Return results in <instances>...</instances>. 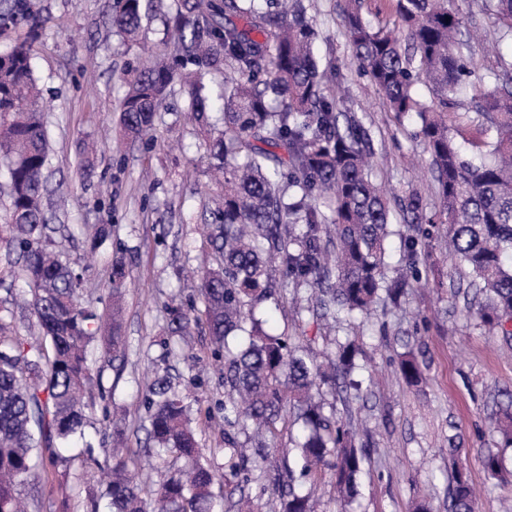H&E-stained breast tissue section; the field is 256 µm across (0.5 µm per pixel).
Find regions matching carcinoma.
Returning a JSON list of instances; mask_svg holds the SVG:
<instances>
[{"mask_svg":"<svg viewBox=\"0 0 512 512\" xmlns=\"http://www.w3.org/2000/svg\"><path fill=\"white\" fill-rule=\"evenodd\" d=\"M363 2L347 0L344 36L397 122L415 119L434 174L431 208L410 192L392 211L373 179L370 131L327 91L343 74L316 56L318 33L302 0H178L170 54L123 77L121 122L135 139L149 135L176 80L199 125L215 101L223 103L224 131L209 141L206 155L223 177L224 208L206 225L221 265L202 271L200 292L213 356L224 360L227 398L215 409L224 412V453L237 481L201 460L189 405L163 375L145 395L147 445L112 454V512H211L216 486L227 498L239 495L238 512H256L245 490L259 478L279 498L280 512H314L311 497L324 467L334 471L343 502L358 494L370 453L313 391L357 369L359 344L337 341L334 355L320 363L289 346L287 332L267 333L254 309L274 298V264L282 288L295 299L306 294L295 314L310 312L318 323L341 312L367 318L381 293L394 301L409 281L422 284L428 257L422 239L430 235L424 225H444L449 251L485 294L483 326L512 334L506 329L512 321V50L496 53L486 81L471 64L473 34L456 0H392L394 24L377 27ZM474 2L493 34L512 42V0ZM146 13L145 0H114L110 25L135 41ZM40 25L35 0H0V36L26 29L0 50V162L10 196L0 233L18 252L39 330V339L28 341L0 318V512H22L14 486L38 466L95 460L87 434L91 406L82 397L92 381L88 349L95 338L110 336L105 357L125 356L123 265H112L108 320L82 304V275L50 249L49 143L32 50ZM421 86L427 103L418 95ZM468 93L472 105L463 112L460 98ZM284 179L296 196L285 198ZM394 219L417 225V235L403 242L405 274L390 280L385 240ZM171 313L173 334L189 332L199 320L181 304ZM399 370L409 384L422 380L411 354L402 356ZM294 411L301 441L280 448L281 426ZM495 430L501 446L511 448L512 405L500 409ZM247 432L255 442L250 455L237 448L236 434ZM162 454L192 464L149 491L145 459ZM482 463L490 477L512 481L499 452L487 451ZM449 499L450 512H475L470 478L458 466Z\"/></svg>","mask_w":512,"mask_h":512,"instance_id":"carcinoma-1","label":"carcinoma"}]
</instances>
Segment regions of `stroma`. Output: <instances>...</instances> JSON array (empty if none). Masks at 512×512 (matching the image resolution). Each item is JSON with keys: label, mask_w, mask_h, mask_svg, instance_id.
Wrapping results in <instances>:
<instances>
[{"label": "stroma", "mask_w": 512, "mask_h": 512, "mask_svg": "<svg viewBox=\"0 0 512 512\" xmlns=\"http://www.w3.org/2000/svg\"><path fill=\"white\" fill-rule=\"evenodd\" d=\"M113 0H38L45 19L34 44L35 77L42 90L43 116L51 148V195L47 206L57 220L54 244L64 261L84 270L83 295L99 311L112 307L113 259L125 265L123 299L124 363L89 359L100 372L89 394L95 406L89 431L94 462L50 470L21 481L17 496L28 512H109L104 495L112 464V432L123 429L129 447L144 440L143 398L154 376L171 373L188 399L224 397V380L214 368L207 329L173 340L167 335L171 296L200 300L197 269L217 265L219 255L203 233L223 195L212 187L202 160L205 148L224 128L220 105H213L208 127L185 117L182 90L158 107L153 129L143 140L125 139L118 112L121 77L160 51L167 39L165 18L175 0H160L136 43H125L108 26ZM346 0H307L320 34L316 52L340 67L352 109L374 140L376 180L390 200L418 191L434 199V181L422 158L423 145L398 126L375 87L360 75L343 34ZM109 229L96 242L97 228ZM12 251L0 237V316L12 319L17 335L35 339V319L17 307L25 285L12 274ZM429 285L408 289L398 306H378L368 322L342 319L338 338L363 344L359 397L342 401L323 390L326 405L342 420L365 423L375 464L359 478V494L347 507L334 500L331 471L322 474L315 512H448L452 463L464 466L478 512H501L512 487L485 472L482 457L496 447L494 423L512 393V341L488 335L468 274L448 253L442 233L428 248ZM267 327L288 332L292 343L312 353L329 341L311 314L295 315L291 297L264 308ZM414 352L424 375L410 386L399 373L403 353ZM456 458H449L450 446Z\"/></svg>", "instance_id": "stroma-1"}]
</instances>
